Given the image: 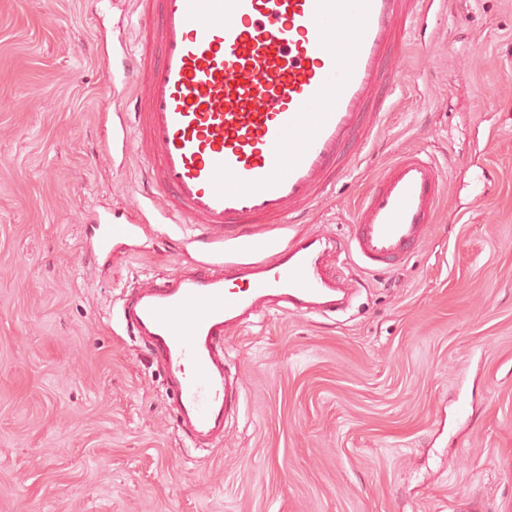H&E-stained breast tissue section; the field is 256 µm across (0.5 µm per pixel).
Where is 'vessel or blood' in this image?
Here are the masks:
<instances>
[{"label": "vessel or blood", "instance_id": "b4317fda", "mask_svg": "<svg viewBox=\"0 0 512 512\" xmlns=\"http://www.w3.org/2000/svg\"><path fill=\"white\" fill-rule=\"evenodd\" d=\"M138 4L141 48L122 67L135 90L133 130L149 153L147 196L163 198L166 223L195 226L203 259L143 287L133 317L174 376L179 418L205 435L239 408L224 369L228 331L272 300L303 314L335 311L347 289L321 271L323 238L276 249L254 230L324 195L346 174L344 151L377 137L365 117L388 109L387 64L412 11L409 0ZM442 189L432 160L392 161L356 212L350 251L369 266L398 262L424 240ZM143 231L99 214L89 249L103 254Z\"/></svg>", "mask_w": 512, "mask_h": 512}]
</instances>
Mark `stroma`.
I'll list each match as a JSON object with an SVG mask.
<instances>
[{
    "mask_svg": "<svg viewBox=\"0 0 512 512\" xmlns=\"http://www.w3.org/2000/svg\"><path fill=\"white\" fill-rule=\"evenodd\" d=\"M136 0H0V512H512V0L417 14L380 134L300 222L348 243L374 178L432 157L435 224L394 266L329 251L342 312L265 305L224 340L240 411L193 445L123 316L198 254L159 223L132 108ZM144 225L93 256L95 214Z\"/></svg>",
    "mask_w": 512,
    "mask_h": 512,
    "instance_id": "stroma-1",
    "label": "stroma"
}]
</instances>
